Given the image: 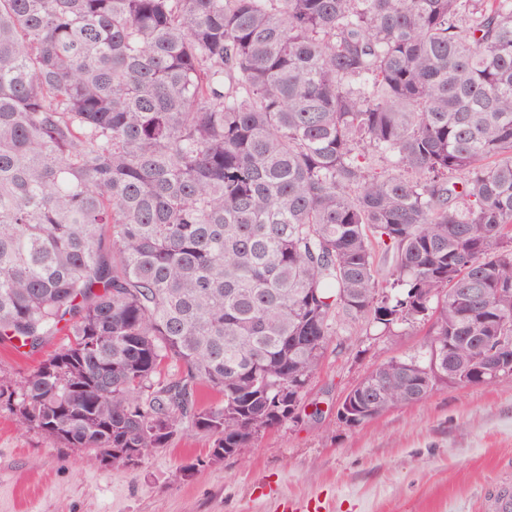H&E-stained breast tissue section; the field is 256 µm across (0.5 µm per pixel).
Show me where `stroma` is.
<instances>
[{
	"label": "stroma",
	"mask_w": 512,
	"mask_h": 512,
	"mask_svg": "<svg viewBox=\"0 0 512 512\" xmlns=\"http://www.w3.org/2000/svg\"><path fill=\"white\" fill-rule=\"evenodd\" d=\"M430 334L427 321L391 333L338 325L305 412L188 479L183 465L212 446L203 432L187 430L126 469L25 428L0 406V512H481L484 493L512 468V377L440 384L356 427L337 415L362 377L423 355ZM62 343L53 336L32 352L0 340V370L19 383Z\"/></svg>",
	"instance_id": "35a3bbf8"
}]
</instances>
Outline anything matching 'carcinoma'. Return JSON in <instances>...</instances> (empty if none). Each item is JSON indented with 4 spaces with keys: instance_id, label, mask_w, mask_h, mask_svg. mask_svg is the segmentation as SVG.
Instances as JSON below:
<instances>
[{
    "instance_id": "cac0c4a2",
    "label": "carcinoma",
    "mask_w": 512,
    "mask_h": 512,
    "mask_svg": "<svg viewBox=\"0 0 512 512\" xmlns=\"http://www.w3.org/2000/svg\"><path fill=\"white\" fill-rule=\"evenodd\" d=\"M342 319L432 321L351 426L512 376V0H0V339L66 337L23 426L221 462Z\"/></svg>"
}]
</instances>
